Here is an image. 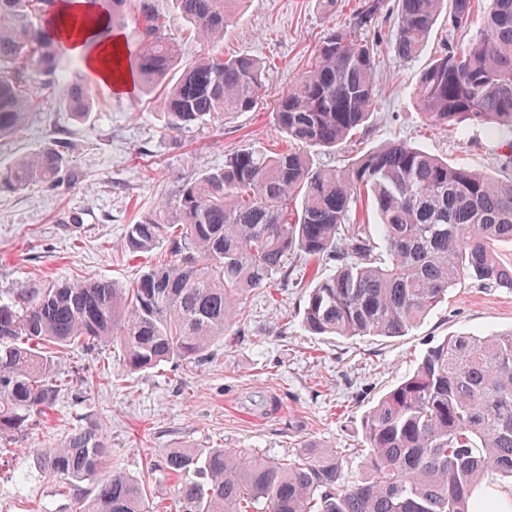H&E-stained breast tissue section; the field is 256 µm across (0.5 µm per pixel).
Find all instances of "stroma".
Wrapping results in <instances>:
<instances>
[{
	"label": "stroma",
	"instance_id": "stroma-1",
	"mask_svg": "<svg viewBox=\"0 0 512 512\" xmlns=\"http://www.w3.org/2000/svg\"><path fill=\"white\" fill-rule=\"evenodd\" d=\"M358 3L345 0L330 14L317 0H246L219 49L264 61L263 89L252 111L165 136L156 95L125 96L98 81L88 118L45 111L0 141L2 166L57 144L68 148L78 173L57 188L0 189V295L55 279L102 277L125 285L155 264L167 242L152 252H129L123 247L127 226L174 202L183 183L223 165L237 149L284 150L285 137L272 119L275 100L306 71L327 31L348 25ZM395 31L396 0H383L374 113L336 149L314 151V167L343 168L399 138L474 172L512 177V151L489 129L462 135L428 129L413 97L421 69L436 52L463 46L476 28L453 32L438 21L424 51L411 60L390 45ZM332 268L325 260L312 262L291 287L244 294L240 321L199 361L126 376L118 350L64 354L60 371L82 370L89 384L61 395L19 439L0 442V512H75L73 497L39 458L75 428L92 424L105 430L111 467L149 486L155 512H168L172 504L174 480L158 465L169 448H255L275 459L302 455L308 445L335 448L344 455L345 479H352L363 471L364 415L413 371L431 340L512 329V290L464 278L407 335H313L303 326V307L314 274Z\"/></svg>",
	"mask_w": 512,
	"mask_h": 512
}]
</instances>
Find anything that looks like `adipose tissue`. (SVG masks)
Wrapping results in <instances>:
<instances>
[{"label": "adipose tissue", "mask_w": 512, "mask_h": 512, "mask_svg": "<svg viewBox=\"0 0 512 512\" xmlns=\"http://www.w3.org/2000/svg\"><path fill=\"white\" fill-rule=\"evenodd\" d=\"M58 8L77 21L76 26L65 28L59 34L64 51L80 58L89 73L110 84L115 92L132 93L135 87L132 75L127 73L120 77L115 76L110 65L116 48L124 46L125 35L114 31L105 40L94 42L93 37L103 28L104 22L89 18V8L83 0H60Z\"/></svg>", "instance_id": "adipose-tissue-1"}]
</instances>
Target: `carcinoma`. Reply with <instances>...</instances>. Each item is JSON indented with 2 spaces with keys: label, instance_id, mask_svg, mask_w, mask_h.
<instances>
[{
  "label": "carcinoma",
  "instance_id": "obj_1",
  "mask_svg": "<svg viewBox=\"0 0 512 512\" xmlns=\"http://www.w3.org/2000/svg\"><path fill=\"white\" fill-rule=\"evenodd\" d=\"M54 2L0 0V141L41 105L32 65L49 78L59 111L84 119L94 109L89 81L56 86L63 19H50ZM171 2L194 39L214 47L240 0ZM86 3L114 29L125 26L127 4L137 5L135 47L117 52L116 67L147 91L163 88L164 134L254 108L260 60L208 50L184 59L155 0ZM475 7V0H397L395 53L418 56L439 16L458 31ZM381 9L382 0H363L277 99L274 123L293 149L272 156L242 148L184 184L174 203L127 226L128 251L150 252L166 240L167 260L128 285L92 277L0 299V438L23 434L83 382L78 372H59L60 354L117 347L130 372L199 360L233 324L239 297L277 277L288 286L297 258L336 264L316 279L303 310L305 328L320 336H404L464 277L512 288V265L497 252L512 243V179L450 164L401 139L341 170L312 167L310 150L344 143L372 114L381 44L364 33ZM414 96L429 124L461 134L485 126L512 146V0H490L479 35L435 56ZM75 178L60 145L0 168V187L14 191ZM361 202L378 224L355 223ZM362 431L367 473L349 485L334 448L282 461L251 448L169 449L160 467L176 479L172 512H490L478 487L493 476L512 480V330L428 343L413 372L365 414ZM109 457L103 429L81 427L43 461L72 491L75 512H151L142 481L117 470L101 477Z\"/></svg>",
  "mask_w": 512,
  "mask_h": 512
}]
</instances>
